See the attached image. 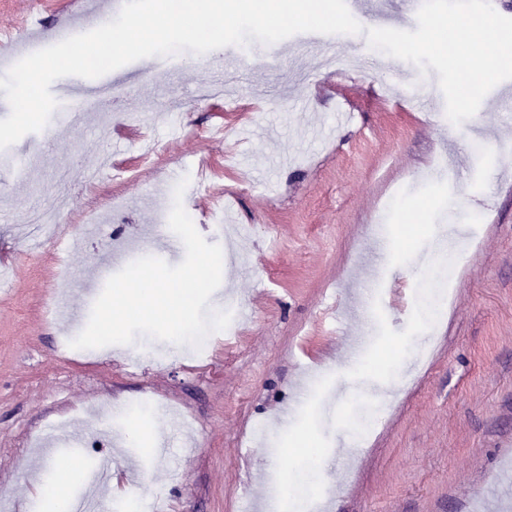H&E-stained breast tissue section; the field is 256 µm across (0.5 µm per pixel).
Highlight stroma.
<instances>
[{
    "label": "stroma",
    "instance_id": "35a3bbf8",
    "mask_svg": "<svg viewBox=\"0 0 512 512\" xmlns=\"http://www.w3.org/2000/svg\"><path fill=\"white\" fill-rule=\"evenodd\" d=\"M346 4L363 33L331 49L306 33L271 44L275 68L225 76L211 99L200 55L147 57L148 79L78 125L66 106L88 81L59 78L45 128L0 149V243L14 249L0 287V512H36V483L63 454L74 498L111 461L102 512H290L277 450L297 437L319 452L315 512L512 505V97L497 84L457 126L441 119L436 71L389 56L376 75L326 81L327 60L366 51L367 29L414 27L405 0ZM84 7L0 0V34L49 33ZM422 76L434 90L412 100ZM182 179L185 210L223 251L209 307L231 313L230 332L204 352L140 335L61 358L103 267L182 262L159 208ZM60 195L64 268L19 247ZM114 199L122 223L83 233L92 201ZM449 227L455 269L436 260ZM118 234L139 243L121 262ZM439 286L453 292L441 325ZM60 293L71 313L46 318Z\"/></svg>",
    "mask_w": 512,
    "mask_h": 512
}]
</instances>
